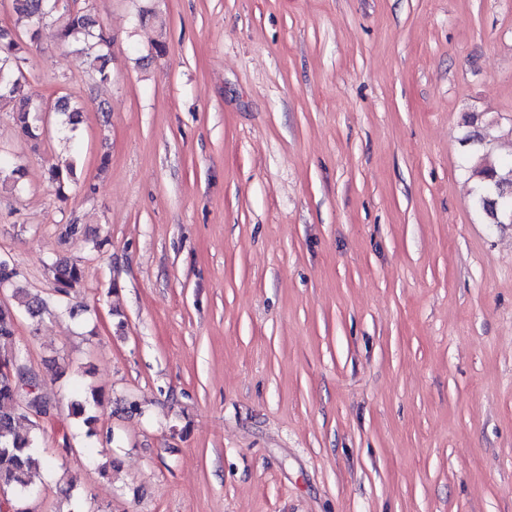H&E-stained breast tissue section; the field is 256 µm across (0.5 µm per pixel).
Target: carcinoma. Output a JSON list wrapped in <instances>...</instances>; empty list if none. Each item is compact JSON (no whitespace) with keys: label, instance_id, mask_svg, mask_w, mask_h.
I'll return each mask as SVG.
<instances>
[{"label":"carcinoma","instance_id":"1","mask_svg":"<svg viewBox=\"0 0 512 512\" xmlns=\"http://www.w3.org/2000/svg\"><path fill=\"white\" fill-rule=\"evenodd\" d=\"M54 0H11L13 20L11 28L17 32L14 38L0 39V108L12 112L18 133L28 139L43 134L38 117L40 100L24 92L26 76L19 72L18 61H27L28 46L38 42L48 31L62 43H75L93 53L91 66L99 81L111 77L109 54L101 52L110 46L112 36H102L103 28L96 26L90 10L63 7L52 9ZM83 108L74 106L62 98V106L56 113L64 117L63 124L69 131L76 130ZM478 181L477 205L491 224L501 223L503 211H512V167L505 170L491 163L480 164L473 169ZM57 292L70 295L83 279V267L77 260L60 259L50 267ZM31 317L42 314L48 302L42 299H22L18 306L0 309V365L10 364L20 351L12 347L15 320L19 308ZM36 422L22 408L19 393L7 379L0 377V494L8 496L13 512H29L23 502L35 489L32 475L50 465L39 436L34 432ZM26 432H21V429Z\"/></svg>","mask_w":512,"mask_h":512}]
</instances>
